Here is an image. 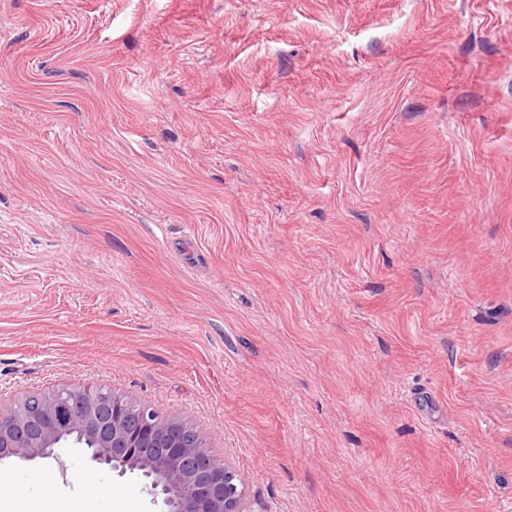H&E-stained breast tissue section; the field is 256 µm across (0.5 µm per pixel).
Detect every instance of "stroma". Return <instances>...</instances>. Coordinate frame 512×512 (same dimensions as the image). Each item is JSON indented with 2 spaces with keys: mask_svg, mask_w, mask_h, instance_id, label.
<instances>
[{
  "mask_svg": "<svg viewBox=\"0 0 512 512\" xmlns=\"http://www.w3.org/2000/svg\"><path fill=\"white\" fill-rule=\"evenodd\" d=\"M60 386L252 512H512V0H0V405ZM62 457L0 512H161Z\"/></svg>",
  "mask_w": 512,
  "mask_h": 512,
  "instance_id": "obj_1",
  "label": "stroma"
}]
</instances>
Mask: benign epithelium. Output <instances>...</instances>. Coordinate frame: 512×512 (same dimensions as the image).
I'll list each match as a JSON object with an SVG mask.
<instances>
[{
	"mask_svg": "<svg viewBox=\"0 0 512 512\" xmlns=\"http://www.w3.org/2000/svg\"><path fill=\"white\" fill-rule=\"evenodd\" d=\"M206 442L188 422L159 419L111 390L61 387L0 411V460L51 458L63 470L58 449L76 446L120 476L138 474L166 512H250L243 478Z\"/></svg>",
	"mask_w": 512,
	"mask_h": 512,
	"instance_id": "obj_1",
	"label": "benign epithelium"
}]
</instances>
